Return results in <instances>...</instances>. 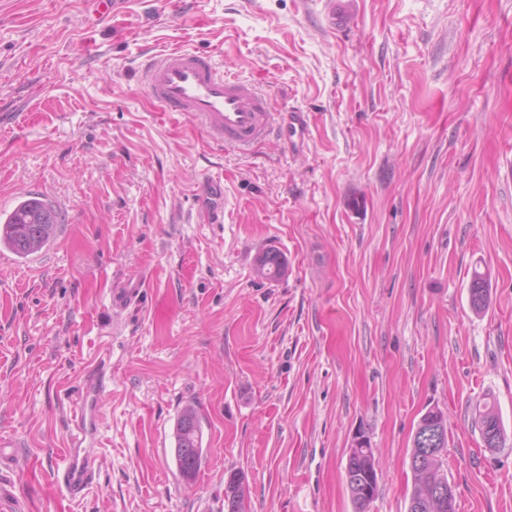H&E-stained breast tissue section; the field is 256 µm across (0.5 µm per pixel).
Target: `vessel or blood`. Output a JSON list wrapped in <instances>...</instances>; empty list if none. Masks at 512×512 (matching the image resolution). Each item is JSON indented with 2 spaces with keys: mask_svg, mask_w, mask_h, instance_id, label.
I'll return each mask as SVG.
<instances>
[{
  "mask_svg": "<svg viewBox=\"0 0 512 512\" xmlns=\"http://www.w3.org/2000/svg\"><path fill=\"white\" fill-rule=\"evenodd\" d=\"M142 73L151 97L164 111L197 122L214 143L247 149L275 136L296 148L309 133L306 113L270 112L254 83L220 71L210 56L169 48L148 57ZM144 288L140 280L114 288L113 310L139 303ZM103 371L100 359L84 368L69 403L70 436L55 454L54 476L73 498L91 488L104 462L99 444Z\"/></svg>",
  "mask_w": 512,
  "mask_h": 512,
  "instance_id": "vessel-or-blood-1",
  "label": "vessel or blood"
}]
</instances>
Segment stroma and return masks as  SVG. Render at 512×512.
<instances>
[{
  "label": "stroma",
  "instance_id": "35a3bbf8",
  "mask_svg": "<svg viewBox=\"0 0 512 512\" xmlns=\"http://www.w3.org/2000/svg\"><path fill=\"white\" fill-rule=\"evenodd\" d=\"M0 0V213L46 197L62 222L0 251V498L15 512H355L350 448H375L366 512H407L420 417L445 418L462 512H512V0ZM180 47L309 113L302 149L243 153L167 113L143 60ZM224 184V221L201 207ZM283 277L256 272L267 248ZM491 301L475 314L473 271ZM147 300L114 318V285ZM112 332L104 466L60 492L67 383ZM508 434L485 448L473 407ZM193 406L206 458L180 474ZM228 478L224 489V509L227 508L228 512H241L243 500L248 499L246 488L237 473H231Z\"/></svg>",
  "mask_w": 512,
  "mask_h": 512
}]
</instances>
